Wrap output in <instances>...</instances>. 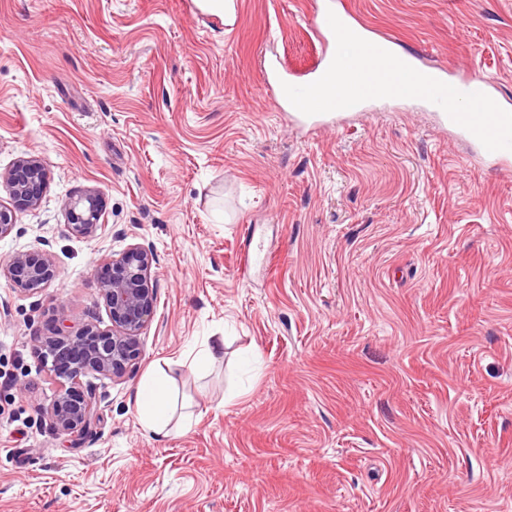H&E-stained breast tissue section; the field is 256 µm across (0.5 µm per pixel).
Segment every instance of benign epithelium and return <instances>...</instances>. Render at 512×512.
I'll list each match as a JSON object with an SVG mask.
<instances>
[{
	"mask_svg": "<svg viewBox=\"0 0 512 512\" xmlns=\"http://www.w3.org/2000/svg\"><path fill=\"white\" fill-rule=\"evenodd\" d=\"M11 205L0 204V239L15 228L16 210L42 202L46 172L36 156L17 159L0 174ZM68 227L76 235H90L100 227L102 212L94 190L64 200ZM156 255L131 245L102 263L98 274L99 293L111 317L112 328L102 329L87 321L77 329L62 322L50 336H39L35 346L42 351L48 370L60 389L48 415L55 431L72 440L91 434L98 421L97 388L92 377L121 378L133 372L141 355V336L155 309L157 292L153 268ZM4 275L20 291L35 295L57 277V268L47 254L17 253L0 264Z\"/></svg>",
	"mask_w": 512,
	"mask_h": 512,
	"instance_id": "7a95c632",
	"label": "benign epithelium"
}]
</instances>
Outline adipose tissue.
Listing matches in <instances>:
<instances>
[{"mask_svg": "<svg viewBox=\"0 0 512 512\" xmlns=\"http://www.w3.org/2000/svg\"><path fill=\"white\" fill-rule=\"evenodd\" d=\"M134 403L147 433L158 437L169 435L174 403L171 379L162 368H155L142 378L135 391Z\"/></svg>", "mask_w": 512, "mask_h": 512, "instance_id": "adipose-tissue-1", "label": "adipose tissue"}]
</instances>
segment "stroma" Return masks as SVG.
Masks as SVG:
<instances>
[{"label": "stroma", "mask_w": 512, "mask_h": 512, "mask_svg": "<svg viewBox=\"0 0 512 512\" xmlns=\"http://www.w3.org/2000/svg\"><path fill=\"white\" fill-rule=\"evenodd\" d=\"M236 2L229 25L198 0H0V173L48 175L0 263L58 268L35 296L0 277V512H512V167L416 102L296 125L259 60L308 75L311 0ZM344 2L512 107V0ZM89 188L79 238L62 202ZM131 244L157 255L154 316L74 445L34 339L109 327L96 268ZM156 366L188 423L162 440L134 405ZM98 194L94 190L68 197L63 202V208L68 218V227L73 234L90 235L102 224V212L98 202Z\"/></svg>", "instance_id": "1"}]
</instances>
